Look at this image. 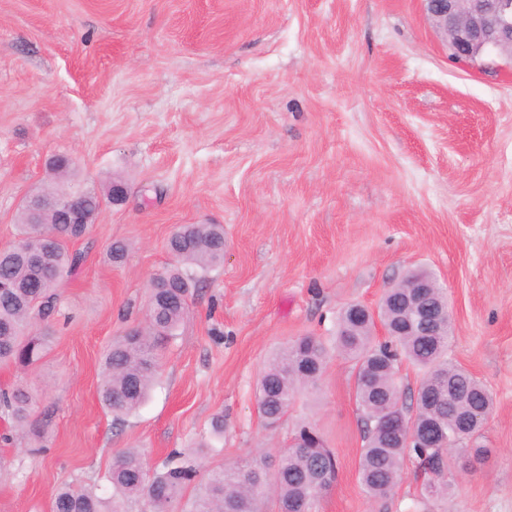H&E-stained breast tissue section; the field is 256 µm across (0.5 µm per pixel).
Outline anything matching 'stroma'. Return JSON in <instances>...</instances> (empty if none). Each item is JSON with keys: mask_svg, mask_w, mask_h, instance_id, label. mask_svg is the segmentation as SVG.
I'll return each mask as SVG.
<instances>
[{"mask_svg": "<svg viewBox=\"0 0 512 512\" xmlns=\"http://www.w3.org/2000/svg\"><path fill=\"white\" fill-rule=\"evenodd\" d=\"M56 155L76 185L128 194L69 243L85 261L59 289L44 356L0 365V391L35 395L42 433L17 434L0 410V512H50L66 484L109 498L124 448L154 469L175 450L211 469L276 454L304 423L338 465L314 512H512V69L459 66L422 0H0V247ZM181 224L223 225L224 263L117 428L102 358L143 321ZM117 240L119 267L106 255ZM415 268L448 297L449 359L494 397L466 442L485 458L453 469L452 499L423 498L409 461L373 499L336 316L377 307ZM302 336L324 343L326 369L267 428L256 384Z\"/></svg>", "mask_w": 512, "mask_h": 512, "instance_id": "35a3bbf8", "label": "stroma"}]
</instances>
